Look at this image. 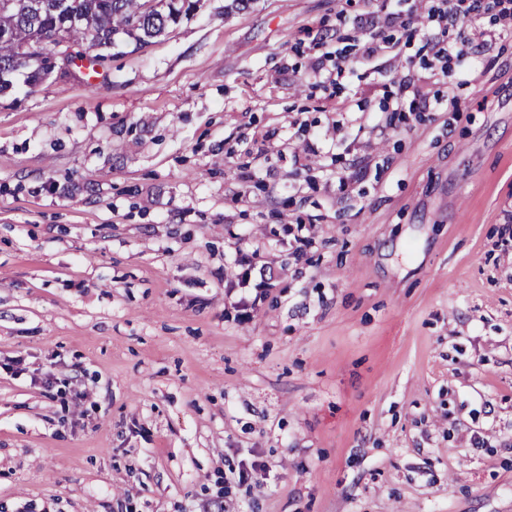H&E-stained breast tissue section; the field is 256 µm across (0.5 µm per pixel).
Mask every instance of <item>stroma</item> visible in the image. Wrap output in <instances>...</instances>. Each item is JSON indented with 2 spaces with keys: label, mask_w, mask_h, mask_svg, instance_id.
<instances>
[{
  "label": "stroma",
  "mask_w": 512,
  "mask_h": 512,
  "mask_svg": "<svg viewBox=\"0 0 512 512\" xmlns=\"http://www.w3.org/2000/svg\"><path fill=\"white\" fill-rule=\"evenodd\" d=\"M494 2L452 60L441 0H199L96 84L15 77L0 512H512Z\"/></svg>",
  "instance_id": "obj_1"
}]
</instances>
